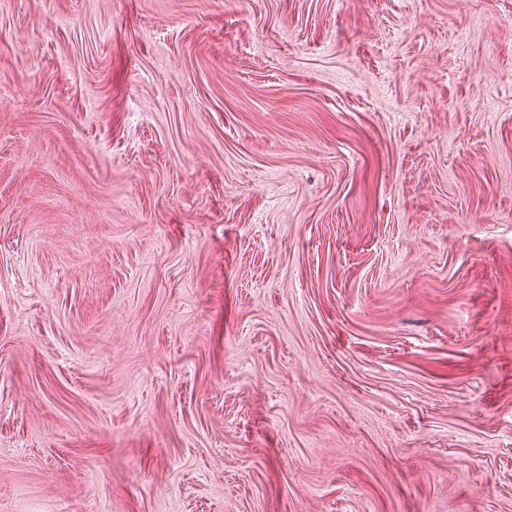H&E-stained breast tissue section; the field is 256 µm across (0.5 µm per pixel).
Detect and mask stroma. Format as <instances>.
<instances>
[{"label":"stroma","instance_id":"1","mask_svg":"<svg viewBox=\"0 0 512 512\" xmlns=\"http://www.w3.org/2000/svg\"><path fill=\"white\" fill-rule=\"evenodd\" d=\"M0 512H512V0H0Z\"/></svg>","mask_w":512,"mask_h":512}]
</instances>
